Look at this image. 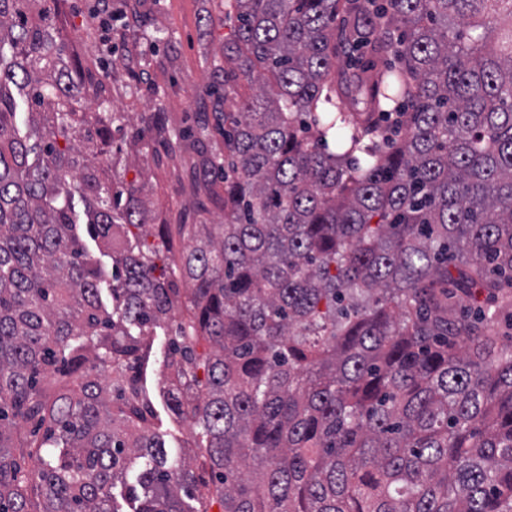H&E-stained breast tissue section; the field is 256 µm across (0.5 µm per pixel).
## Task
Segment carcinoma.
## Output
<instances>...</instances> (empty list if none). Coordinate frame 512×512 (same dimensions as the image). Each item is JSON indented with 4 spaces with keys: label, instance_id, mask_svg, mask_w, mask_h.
Instances as JSON below:
<instances>
[{
    "label": "carcinoma",
    "instance_id": "cac0c4a2",
    "mask_svg": "<svg viewBox=\"0 0 512 512\" xmlns=\"http://www.w3.org/2000/svg\"><path fill=\"white\" fill-rule=\"evenodd\" d=\"M57 2L0 0V512H512V0H224V153L143 119L224 183L172 268ZM155 336L156 356L153 360V373L150 376L152 385L150 396L154 405V416L151 418L150 426L154 431L165 434V439L171 447L175 457L194 458L195 448H187L194 432L192 421L188 417L179 419L173 415L163 394L165 383L164 374L160 368L162 356L167 350V336L162 333Z\"/></svg>",
    "mask_w": 512,
    "mask_h": 512
}]
</instances>
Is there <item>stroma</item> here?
<instances>
[{
	"label": "stroma",
	"instance_id": "stroma-1",
	"mask_svg": "<svg viewBox=\"0 0 512 512\" xmlns=\"http://www.w3.org/2000/svg\"><path fill=\"white\" fill-rule=\"evenodd\" d=\"M96 4L60 0V21L73 60L105 77L113 111L136 121L159 112L174 129L207 122L209 151H223L217 114L236 111L239 97L229 95L221 104L209 94L215 70L224 66V39L232 30L221 0H112L113 12L122 19L107 31L94 15ZM143 19L148 22L144 29L139 26ZM151 30L163 38L159 48L150 44ZM111 158L117 179L141 187L156 223H223L224 203L214 197L223 185L199 166L196 154L169 149L151 133L129 127L116 134ZM151 381V428L165 434L174 456L195 457L188 446L193 423L170 412L161 368H154Z\"/></svg>",
	"mask_w": 512,
	"mask_h": 512
}]
</instances>
